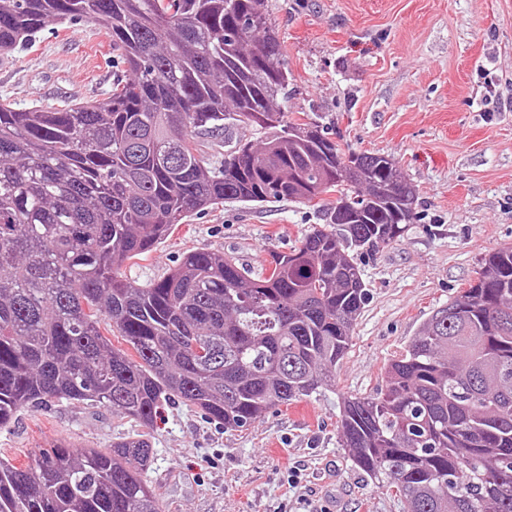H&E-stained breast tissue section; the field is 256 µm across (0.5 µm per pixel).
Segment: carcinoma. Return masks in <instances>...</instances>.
Wrapping results in <instances>:
<instances>
[{
    "instance_id": "1",
    "label": "carcinoma",
    "mask_w": 512,
    "mask_h": 512,
    "mask_svg": "<svg viewBox=\"0 0 512 512\" xmlns=\"http://www.w3.org/2000/svg\"><path fill=\"white\" fill-rule=\"evenodd\" d=\"M85 19L129 74L102 102L18 111L0 104V429L51 399L154 426L180 399L236 430L309 397L346 354L367 289L347 249L400 238L398 204L336 176L326 128L284 111L288 66L266 0H0V52L48 23ZM254 127L215 167L196 148L225 121ZM384 173L385 156L350 152ZM336 207L357 194L346 236L314 227L251 278L194 250L163 279L118 276L193 212L226 200ZM486 282L448 302L392 360L374 398L343 404L355 467L406 512H512V246ZM109 322L133 353L100 330ZM142 436L108 453L58 441L0 461V512H161Z\"/></svg>"
}]
</instances>
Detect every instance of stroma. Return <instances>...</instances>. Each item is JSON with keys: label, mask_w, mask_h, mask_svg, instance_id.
<instances>
[{"label": "stroma", "mask_w": 512, "mask_h": 512, "mask_svg": "<svg viewBox=\"0 0 512 512\" xmlns=\"http://www.w3.org/2000/svg\"><path fill=\"white\" fill-rule=\"evenodd\" d=\"M267 13L288 63V111L328 127L343 151L391 158L416 191L403 237L353 254L369 299L331 386L239 430L179 400L149 430L102 406L52 401L0 429V459L17 465L60 439L106 453L144 434V478L163 512H405L354 467L337 422L346 399L380 391L391 360L476 280L482 258L512 246V0H267ZM123 71L94 24H51L0 63V102L103 100ZM332 201L225 202L120 274L145 286L198 249L258 276L271 253L326 225Z\"/></svg>", "instance_id": "35a3bbf8"}]
</instances>
